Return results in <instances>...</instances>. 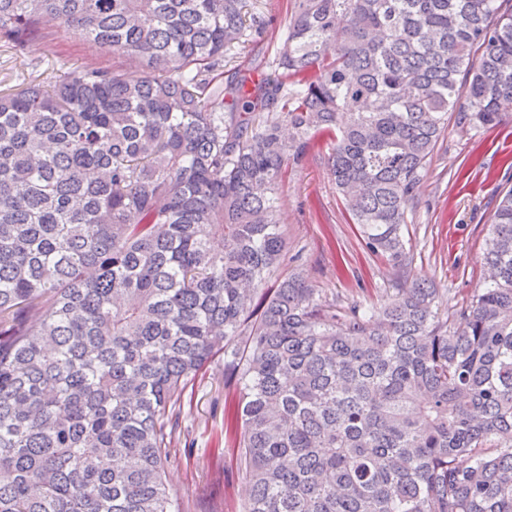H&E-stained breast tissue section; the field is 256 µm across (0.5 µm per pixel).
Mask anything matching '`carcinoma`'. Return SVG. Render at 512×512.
Masks as SVG:
<instances>
[{"mask_svg": "<svg viewBox=\"0 0 512 512\" xmlns=\"http://www.w3.org/2000/svg\"><path fill=\"white\" fill-rule=\"evenodd\" d=\"M245 7L0 0L18 53L54 20L143 67L0 90V512H180L176 419L220 355L241 512H512V187L462 306L411 276L405 238L448 115L512 112V9L291 0L273 73L226 85L224 52L265 33ZM319 134L397 275L382 306L283 269L276 185Z\"/></svg>", "mask_w": 512, "mask_h": 512, "instance_id": "carcinoma-1", "label": "carcinoma"}]
</instances>
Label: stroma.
Returning <instances> with one entry per match:
<instances>
[{"label":"stroma","mask_w":512,"mask_h":512,"mask_svg":"<svg viewBox=\"0 0 512 512\" xmlns=\"http://www.w3.org/2000/svg\"><path fill=\"white\" fill-rule=\"evenodd\" d=\"M276 41L249 38L224 61L225 76L258 80L270 74ZM119 66L141 75L139 65L93 51L82 32L69 28L53 41L36 40L15 58L0 44V87L17 74L52 82L65 71L89 64ZM330 140L321 136L298 165H288L278 185V203L288 233V253L319 294L364 307L388 301L392 268L365 246L352 224L326 165ZM512 188V120L470 128L450 121L432 156L412 210L406 236L413 272L431 279L443 305L465 303L482 284L489 224L506 189ZM234 392L224 386V360L215 358L182 400L183 435L167 466V481L184 512H239L249 486L238 471L235 437L224 429V407Z\"/></svg>","instance_id":"obj_1"}]
</instances>
